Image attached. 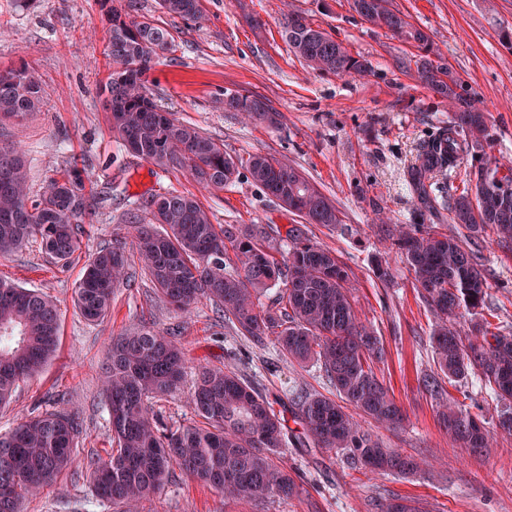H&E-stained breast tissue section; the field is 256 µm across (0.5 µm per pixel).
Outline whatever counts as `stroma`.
<instances>
[{"label": "stroma", "mask_w": 512, "mask_h": 512, "mask_svg": "<svg viewBox=\"0 0 512 512\" xmlns=\"http://www.w3.org/2000/svg\"><path fill=\"white\" fill-rule=\"evenodd\" d=\"M200 6L204 19L194 24L162 16L157 0H131V16L163 18L175 39L174 51L149 73L154 99L223 143L231 156L288 160L336 205L341 222L330 228L303 223L245 172L224 189L207 191L184 170L128 153L98 97L108 72L100 0H0V70L29 63L45 91L40 111L0 121V148L23 152L32 192L75 162L85 167L87 187L100 199L68 266L46 256L35 238L0 257V281L49 295L61 314L55 356L0 407V434L23 418L62 409L77 412L81 424L71 467L23 499L21 512H112L87 474L112 448L102 377L108 349L130 328L145 323L178 333L187 359L180 387L149 402L174 429L196 422L191 393L206 365L234 372L266 395L290 436L300 429L291 413L294 396L337 395L320 362L288 357L275 336L260 344L241 336L206 301L191 313L176 311L135 259L114 290L110 313L96 322L81 316L74 290L90 254L128 241L130 224L150 219L143 201L172 189L194 195L213 223L273 224L283 231L296 224L336 253L362 321L385 349L374 370L405 415L396 428L364 417L362 428L425 467L407 477L374 473L339 449L289 445L284 457L301 486L298 497L237 501L176 468L143 512H382L394 498L418 512H512V435L496 429L501 404L475 374L448 387V397L463 402L492 432L489 447L476 452L452 444L422 382L438 371L430 342L438 318L381 231L386 221L422 224L467 242L488 283L482 314L512 335V249L498 245L493 234L474 236L449 220V202L469 183L471 158L431 179V205L407 175L420 145L452 115L417 78L415 62L424 54L453 70L487 112V154L512 161V0H393L410 26L427 35L424 46L374 26L349 0H200ZM290 10L367 60L370 72L336 76L308 67L281 34ZM228 93L262 99L278 112L277 124L225 110ZM383 258L389 262L384 280L375 274Z\"/></svg>", "instance_id": "35a3bbf8"}]
</instances>
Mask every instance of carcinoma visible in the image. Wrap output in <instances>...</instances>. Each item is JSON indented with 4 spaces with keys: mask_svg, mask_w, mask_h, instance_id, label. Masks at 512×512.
<instances>
[{
    "mask_svg": "<svg viewBox=\"0 0 512 512\" xmlns=\"http://www.w3.org/2000/svg\"><path fill=\"white\" fill-rule=\"evenodd\" d=\"M161 12L185 21L201 17L200 0H158ZM107 34L109 74L102 84L111 129L121 145L141 159L188 171L207 190H220L244 169L253 182L308 224L341 223L336 206L297 168L266 154L247 159L224 152V144L186 125L152 98L147 74L173 50L170 30L158 21L131 17L116 0H100ZM353 10L395 33L408 27L392 0H353ZM288 47L314 70L363 74L366 60L289 13L282 22ZM419 82L453 105L448 126L416 155L410 181L426 193L424 179L455 168L463 157H480L470 188L449 206L452 223L477 235L492 230L498 242H512V166L487 156V115L468 99L460 79L427 56L417 62ZM43 105V85L27 63L0 71V117L18 118ZM224 106L249 118L277 123V113L257 97L228 94ZM85 169L74 164L50 177L31 196L25 161L0 151V255L40 238L44 252L67 263L79 249L80 225L92 215ZM150 224L132 225V248L155 290L187 313L206 300L243 336H277L286 354L300 362H321L344 404L316 395L294 401L307 442L349 451L364 466L407 476L420 469L410 456L382 447L361 429L354 414L396 425L400 408L372 368L384 355L380 338L358 317L347 290V272L336 254L303 237L293 225L286 235L269 224L212 223L196 197L176 190L151 197ZM167 227L158 232L154 225ZM385 235L413 273L424 302L439 317L432 343L442 375L428 374L425 388L442 401L440 419L450 440L477 450L489 436L463 404L444 401L445 381L479 373L504 403L498 427L512 432V336L495 331L479 316L487 280L479 257L462 240L422 224L386 228ZM288 241V252L280 242ZM233 252L238 266L227 270ZM122 247H104L87 261L75 290V304L88 321L104 318L114 288L126 274ZM280 286L275 301L256 303L258 294ZM473 316L468 332L463 314ZM60 319L56 303L32 289L0 282V406L17 385L36 375L56 352ZM104 391L115 448L90 473L102 503L129 509L153 497L173 467L213 489L242 500L288 499L300 486L283 462L284 419L271 402L235 373L220 367L197 375L191 402L202 423L165 429L148 400L175 391L185 372L179 341L150 325L127 331L107 352ZM76 415L49 412L21 420L0 435V512H19L20 500L56 481L74 457Z\"/></svg>",
    "mask_w": 512,
    "mask_h": 512,
    "instance_id": "cac0c4a2",
    "label": "carcinoma"
}]
</instances>
